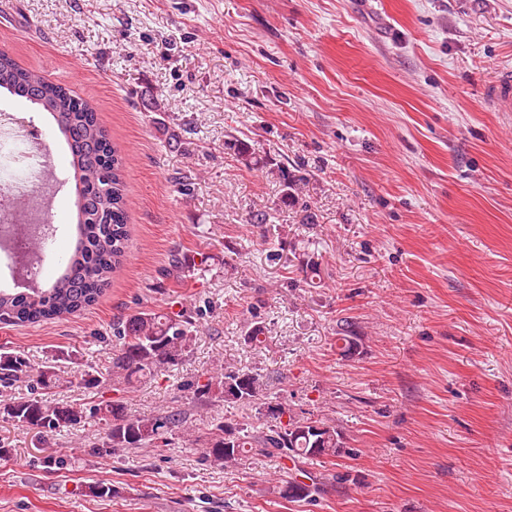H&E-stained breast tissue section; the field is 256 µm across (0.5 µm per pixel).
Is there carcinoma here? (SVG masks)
<instances>
[{"mask_svg": "<svg viewBox=\"0 0 512 512\" xmlns=\"http://www.w3.org/2000/svg\"><path fill=\"white\" fill-rule=\"evenodd\" d=\"M24 98L49 113L65 139L71 156L77 193V242L64 259L61 274L36 291L9 292L0 289V324L29 326L80 314L94 305L130 256L127 182L122 151L112 143L94 96H83L66 85L48 81L38 71L19 65L0 50V90ZM237 157L248 168L264 166L247 145L233 144ZM276 176L285 200L294 199L299 178L285 167ZM116 344L112 352V374L130 383L174 366L192 350L195 334L192 322L175 312L142 311L112 323ZM336 341L344 356L357 347L353 323L341 321ZM95 389L108 375L89 366L62 371L51 359L35 367L22 352L0 353V385L10 388L26 383L29 396L6 395L0 399V418L19 424L38 435L39 442L62 432L75 430L91 417L103 433L97 454L118 449L168 445L167 434L183 430L186 416L179 410L132 417L122 405L101 401L89 407L52 399L53 390L64 381ZM262 376L253 371L224 370L193 385L196 400L214 397L228 402L260 399ZM258 414L265 418L259 430L247 424L220 421L206 443L204 455L214 463L235 464L247 449L274 454L278 458L309 459L334 457L344 447L336 428L312 417H299L288 404L262 402ZM280 494L288 499H309V485L284 481Z\"/></svg>", "mask_w": 512, "mask_h": 512, "instance_id": "1", "label": "carcinoma"}]
</instances>
